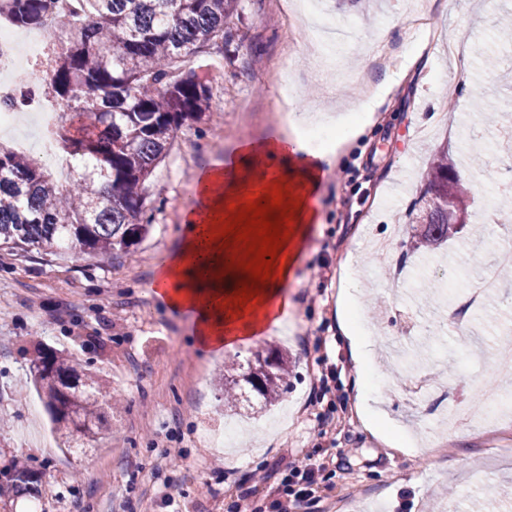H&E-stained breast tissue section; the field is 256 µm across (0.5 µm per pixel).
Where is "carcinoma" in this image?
<instances>
[{"label": "carcinoma", "instance_id": "1", "mask_svg": "<svg viewBox=\"0 0 512 512\" xmlns=\"http://www.w3.org/2000/svg\"><path fill=\"white\" fill-rule=\"evenodd\" d=\"M53 2L0 0V16L36 28ZM241 12L242 0H85L84 15H58L60 48L25 75L22 94L44 91L66 104L58 142L78 172L63 189L32 158L0 145V244L46 254L64 247L76 260L108 258L147 233L151 216L141 186L185 123L209 108L210 86L185 63L223 38ZM426 181L415 244L424 257L460 232L459 207L469 199L446 152L434 156ZM30 374L62 447L85 440L107 447L105 390L92 373L39 347ZM290 374L278 348L224 367V410L255 414L273 406L288 392ZM0 478L14 497L35 496L30 469L12 467Z\"/></svg>", "mask_w": 512, "mask_h": 512}]
</instances>
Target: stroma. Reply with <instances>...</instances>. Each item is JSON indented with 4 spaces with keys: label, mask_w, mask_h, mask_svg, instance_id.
<instances>
[{
    "label": "stroma",
    "mask_w": 512,
    "mask_h": 512,
    "mask_svg": "<svg viewBox=\"0 0 512 512\" xmlns=\"http://www.w3.org/2000/svg\"><path fill=\"white\" fill-rule=\"evenodd\" d=\"M326 21L349 24L358 41L334 47L347 69H355L376 40L401 56L396 68L372 66L378 89L372 135L348 144L338 166L344 181L327 172L319 190L321 221L312 225L288 288V327L224 355L202 352L189 318L166 314L151 285L156 268L180 243L183 215L194 200L198 173L212 159L232 153L238 140L278 132L268 123L285 86L305 93L307 107L345 101V86L317 83L304 53L281 60L286 33L269 20V0H243V20L225 28V43L199 53L189 69L212 93H223L222 109L188 122L169 156L144 185L152 208L149 234L129 252L107 261L87 255L70 261L59 252L0 248V469L26 459L39 477V512H230L250 472L271 467L281 445L292 442L299 458L324 461L318 506L296 512H331L341 480L360 482L351 490L350 512H469L471 500L488 484L500 495L490 512H512V454L494 457L477 443L447 433L439 454L422 447L434 425L414 423L400 393L403 373L386 358L382 343L407 342L417 329L435 331L424 366L437 370L436 387L459 401L473 398L476 381H489L512 395V380L492 365L512 356V278L502 275L512 253V221L486 222L490 200L474 194L467 222L437 255L410 254L412 212L423 188L431 153L444 150L459 173L512 184V161L472 168L470 128L481 121L487 99L512 104V45L498 40L494 22L512 14V0H421L430 14L434 42L408 23L412 0H380L363 18L357 0H324ZM466 29L476 54L458 76L453 109L441 115L440 83L454 73L445 47L453 32ZM455 74V73H454ZM396 235L392 260L378 259L362 273L364 297L379 308L365 310L373 331L378 403L386 417L412 431L418 447H383L364 426L340 430L302 415L314 375L336 370L337 409L356 407L359 375L336 318L341 270L363 254L368 238ZM447 267L449 296L431 307L420 300L422 285ZM499 278V293L486 296L470 315V341L461 343L447 320L449 307L466 295L459 272ZM316 302L303 301L304 292ZM65 352L101 378L112 407V445L87 443L69 451L59 446L47 413L29 386L35 346ZM270 347L287 349L292 374L281 402L262 416L240 415L246 428L234 445H224L216 412L221 393L214 379L225 363Z\"/></svg>",
    "instance_id": "1"
}]
</instances>
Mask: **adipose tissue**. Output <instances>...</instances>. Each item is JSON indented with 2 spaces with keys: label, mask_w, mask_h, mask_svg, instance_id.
Here are the masks:
<instances>
[{
  "label": "adipose tissue",
  "mask_w": 512,
  "mask_h": 512,
  "mask_svg": "<svg viewBox=\"0 0 512 512\" xmlns=\"http://www.w3.org/2000/svg\"><path fill=\"white\" fill-rule=\"evenodd\" d=\"M300 124L337 131L333 146H314L300 136L278 133L238 142L232 154L214 161L196 180V203L184 216L182 240L158 268L153 281L156 298L168 314L189 315L194 340L204 350L220 354L248 344L280 326L288 314V283L312 224L318 223V191L326 172L335 168L341 146L371 126L370 117L349 124L347 117L329 112L303 115ZM257 181L266 189H287L297 204L290 236L279 258L284 266L275 278L259 285L257 294L238 305L233 297L249 275L231 265V248L219 231L231 215V206H242L244 185ZM361 283L357 270H349L339 297V328L349 340L359 372L356 399L366 404L373 385V363L367 352L371 331L359 319Z\"/></svg>",
  "instance_id": "1"
}]
</instances>
